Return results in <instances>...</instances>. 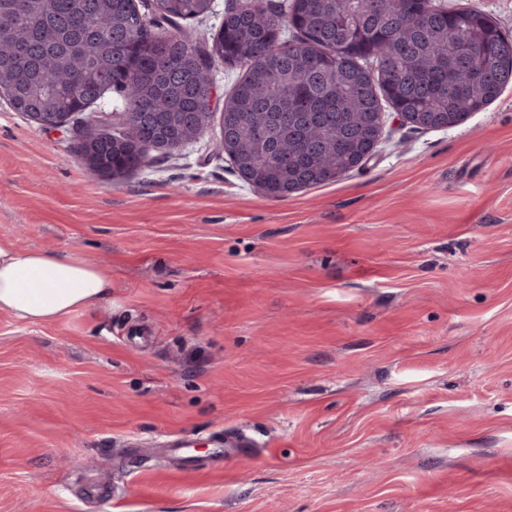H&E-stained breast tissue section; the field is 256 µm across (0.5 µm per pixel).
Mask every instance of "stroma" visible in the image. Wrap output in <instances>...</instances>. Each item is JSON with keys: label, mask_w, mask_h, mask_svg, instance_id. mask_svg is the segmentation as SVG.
<instances>
[{"label": "stroma", "mask_w": 512, "mask_h": 512, "mask_svg": "<svg viewBox=\"0 0 512 512\" xmlns=\"http://www.w3.org/2000/svg\"><path fill=\"white\" fill-rule=\"evenodd\" d=\"M200 48L241 0H213ZM0 101V238L103 269L56 322L0 312V512H512V85L458 125L384 112L337 181L270 198L219 124L112 178ZM242 433L179 474L160 441Z\"/></svg>", "instance_id": "1"}]
</instances>
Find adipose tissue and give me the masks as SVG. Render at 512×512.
<instances>
[{"label":"adipose tissue","mask_w":512,"mask_h":512,"mask_svg":"<svg viewBox=\"0 0 512 512\" xmlns=\"http://www.w3.org/2000/svg\"><path fill=\"white\" fill-rule=\"evenodd\" d=\"M110 278L66 256L25 251L0 239V312L22 323H46L105 299Z\"/></svg>","instance_id":"ef3b65f1"}]
</instances>
